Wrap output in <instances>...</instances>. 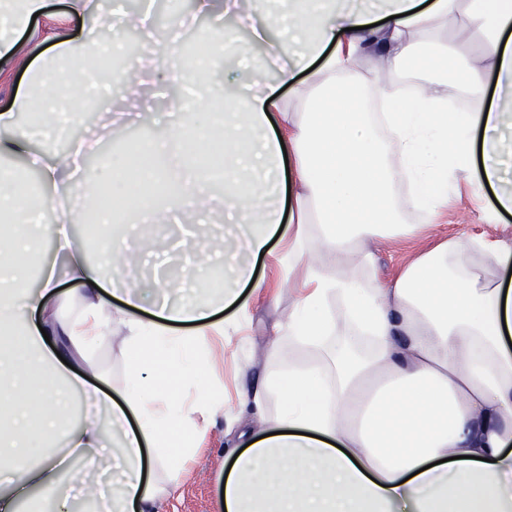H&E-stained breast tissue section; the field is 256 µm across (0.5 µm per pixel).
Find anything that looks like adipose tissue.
Wrapping results in <instances>:
<instances>
[{
  "instance_id": "ef3b65f1",
  "label": "adipose tissue",
  "mask_w": 512,
  "mask_h": 512,
  "mask_svg": "<svg viewBox=\"0 0 512 512\" xmlns=\"http://www.w3.org/2000/svg\"><path fill=\"white\" fill-rule=\"evenodd\" d=\"M287 2L290 54L266 26L251 28L277 86L227 81L218 136L204 119L218 100L209 62L184 57L149 14L121 17L142 32L149 64L146 79L126 81L123 98L138 104L147 81H177L192 96L173 133L113 154L106 211L83 195L78 154L32 147L62 135L98 92L52 82L48 70L74 56L93 70L111 54L97 39L99 0H68L76 36L34 26L46 0H0V62L24 63L28 74L26 90L0 108V158L24 156L41 188L31 200L27 180L0 167V512H42L43 493L56 512H154L174 493L191 451L170 455L168 438L219 406L189 391H144L147 371L180 384L224 357L225 337L250 321L239 287L253 282L275 239L290 300L269 331L309 359L269 351L275 366L239 390L249 420L226 451L224 512H512V242L452 236L389 281L370 249L412 232L401 213L447 206L461 181L490 191L492 216H512V0ZM47 41L51 55H39ZM452 86L477 94L478 111H449ZM27 113L38 122L19 126ZM125 167L147 171L148 223L196 224L222 203L233 230L219 299L164 282L130 285L116 302L106 295L100 265L70 239L69 209L124 222L131 210L116 174ZM400 184L408 191L397 198ZM49 206L60 210L64 264L42 266L34 293L30 256ZM62 278L79 286L72 321L48 306ZM19 306L31 318L18 317ZM221 307L236 313L216 318ZM104 324L134 357L126 385L109 392L89 381ZM66 391L109 408L111 432L91 417L70 425ZM43 432L65 433V447L30 450ZM109 437L119 444L110 467Z\"/></svg>"
}]
</instances>
